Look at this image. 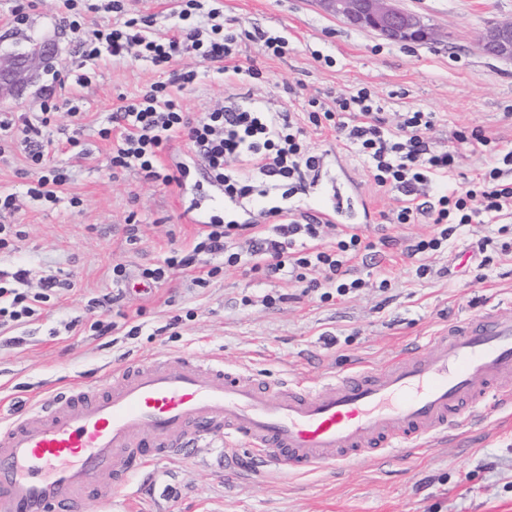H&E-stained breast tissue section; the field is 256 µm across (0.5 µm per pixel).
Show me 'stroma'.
I'll list each match as a JSON object with an SVG mask.
<instances>
[{
    "instance_id": "stroma-1",
    "label": "stroma",
    "mask_w": 512,
    "mask_h": 512,
    "mask_svg": "<svg viewBox=\"0 0 512 512\" xmlns=\"http://www.w3.org/2000/svg\"><path fill=\"white\" fill-rule=\"evenodd\" d=\"M210 7L234 19L239 29L256 28L286 38L279 58L262 56L259 45L242 40L240 58L258 60L260 81H226L207 70L196 52L176 63L200 71V80L178 91L185 111L224 107L236 94L276 110L289 106V87L324 103L353 87L387 99L391 111L423 109L437 113V145L450 144L457 128H479L512 147V62L486 55L478 37L495 22L512 19V0H401L439 30L420 45L392 42L328 15L319 0H210ZM178 0H124V11L82 10L81 23L93 29L118 17L148 16L154 32L169 31ZM60 0H0V54L26 51L53 39L56 53L32 83L14 97L0 99V117L11 119L0 134V191L15 194V211L0 224L22 230L0 269L29 272V288L41 279L62 280L39 315L16 328L22 345L0 348V419H10L53 390L92 382L114 365L133 359L184 355L199 360L223 356L225 364L276 383L315 381L326 373L364 362H388L406 344L454 324L468 314L512 303V254H495L478 267L472 258L478 241L493 237V224L461 227L444 253L431 256L435 276L420 279L415 262L402 252L406 240L432 232L429 224H383L397 196L377 190L362 165L330 131H309L310 148L324 168L357 188V203L370 211L362 228L370 240L392 237L394 246L365 259L359 269L368 288L324 303L301 284L267 280L228 269L208 287L190 286L175 274L162 286L139 289L141 266L164 260L171 248L197 233L192 210L212 194L204 172L182 136H174L161 163L188 176L163 184L134 170L112 168V143L100 137L113 112L141 95L159 75L133 56L99 60L83 57L79 39L65 20ZM56 104L49 126H42L46 104ZM41 127L59 143L46 167L63 168L69 179L58 204L33 200L28 190L37 175L20 147L26 126ZM80 144L67 150L69 136ZM79 207H71L70 198ZM140 226L137 244L126 239L125 223ZM123 262L129 279L112 285V264ZM388 288H380L381 280ZM118 295L106 318L139 326L135 336L110 344L90 331H68L71 321H88V302ZM276 296V305L262 302ZM182 316L177 335L156 328ZM460 440L424 448L386 464L364 463L341 474L325 469L303 474L261 473L240 479L216 464L224 449L213 433L186 455L160 462L167 480L158 496L132 498L129 512H512V411L488 408L475 424L463 423Z\"/></svg>"
}]
</instances>
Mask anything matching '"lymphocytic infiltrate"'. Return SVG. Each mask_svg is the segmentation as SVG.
Wrapping results in <instances>:
<instances>
[{
    "mask_svg": "<svg viewBox=\"0 0 512 512\" xmlns=\"http://www.w3.org/2000/svg\"><path fill=\"white\" fill-rule=\"evenodd\" d=\"M200 12L206 13L209 27L191 25V17ZM215 17V12H204L203 0H181L180 23L165 35L152 33L151 21L144 17L91 31L73 19L69 27L78 34L87 59L122 58L132 52L160 72L170 71L176 57L194 50L219 72L241 80L260 79L262 72L255 65L235 61V48L244 38L259 42L263 55H282L283 38L261 30L242 33L233 22L219 24ZM197 77L194 70L172 73L170 81L152 83L149 90L112 114L100 134L114 141L113 167L134 169L145 179L171 183L172 175L163 173L158 158L177 133L186 137L209 180L222 186L225 202L240 207L256 194L280 192L290 197L321 164L320 156L306 145L304 127L309 124L334 131L362 159L378 189L402 194L401 205L387 216V223L434 225L433 233L415 238L405 248L406 256L418 262L417 277L431 275L427 256L444 251L456 230L468 224L497 225L503 237L501 251L512 250L507 240L512 233V149L499 151L497 141L483 130L457 129L452 138L455 145L468 143L490 153L501 152L500 165L481 169L466 185L454 186L450 180L458 153L455 145L448 149L434 146L429 136L435 126L434 113L410 110L400 113L396 125H389L385 102L362 87L337 96L330 106L309 100L301 113L277 112L245 95L224 108L193 116L171 95L169 86L189 85ZM116 126L122 129L117 138L112 135ZM427 192L432 193V200H424ZM259 216L257 224H207L191 244L142 268L141 278L161 285L182 273L190 276L193 285L204 288L227 268L244 266L270 280L291 278L328 302L364 288L365 280L354 274L353 260L376 245L389 243L385 237L376 243L366 240L350 225L337 232L334 245L326 246L320 242V222L308 215L273 206ZM27 276V270L19 269L10 278L0 277V328L35 316L59 286L51 278L41 291L32 293L22 288Z\"/></svg>",
    "mask_w": 512,
    "mask_h": 512,
    "instance_id": "lymphocytic-infiltrate-1",
    "label": "lymphocytic infiltrate"
}]
</instances>
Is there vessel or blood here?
I'll use <instances>...</instances> for the list:
<instances>
[{"instance_id":"b4317fda","label":"vessel or blood","mask_w":512,"mask_h":512,"mask_svg":"<svg viewBox=\"0 0 512 512\" xmlns=\"http://www.w3.org/2000/svg\"><path fill=\"white\" fill-rule=\"evenodd\" d=\"M512 404V307L471 315L376 367L273 385L187 356L132 361L0 424V512H85L130 478L224 431L292 473L403 457ZM113 481L98 484L99 475Z\"/></svg>"}]
</instances>
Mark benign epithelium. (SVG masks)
I'll use <instances>...</instances> for the list:
<instances>
[{
  "mask_svg": "<svg viewBox=\"0 0 512 512\" xmlns=\"http://www.w3.org/2000/svg\"><path fill=\"white\" fill-rule=\"evenodd\" d=\"M324 10L360 30L405 44L428 43L435 39L434 28L424 19L398 5V0H319ZM482 49L491 57L512 60V21H502L480 38ZM49 45L19 55L0 56V98L10 94L42 68Z\"/></svg>",
  "mask_w": 512,
  "mask_h": 512,
  "instance_id": "1",
  "label": "benign epithelium"
}]
</instances>
